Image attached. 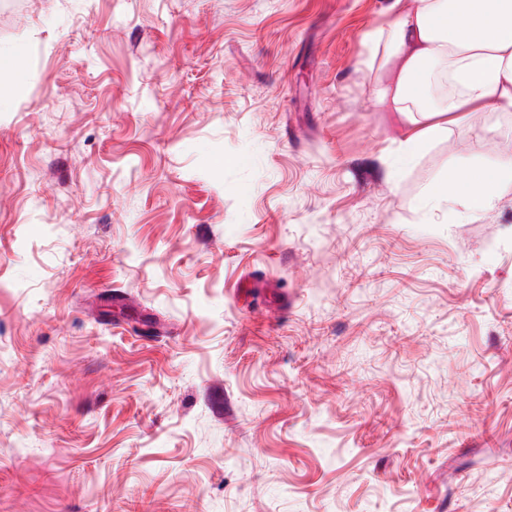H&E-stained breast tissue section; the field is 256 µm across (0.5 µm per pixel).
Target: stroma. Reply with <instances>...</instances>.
<instances>
[{
  "instance_id": "35a3bbf8",
  "label": "stroma",
  "mask_w": 512,
  "mask_h": 512,
  "mask_svg": "<svg viewBox=\"0 0 512 512\" xmlns=\"http://www.w3.org/2000/svg\"><path fill=\"white\" fill-rule=\"evenodd\" d=\"M0 10V512H512V112L391 163L389 0ZM458 173L466 175L459 176ZM511 185L512 163L496 166H474L469 171H451L436 187L429 191L421 204L431 209L463 201L467 206L477 209L492 208L503 196V189Z\"/></svg>"
}]
</instances>
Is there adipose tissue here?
<instances>
[{"instance_id":"ef3b65f1","label":"adipose tissue","mask_w":512,"mask_h":512,"mask_svg":"<svg viewBox=\"0 0 512 512\" xmlns=\"http://www.w3.org/2000/svg\"><path fill=\"white\" fill-rule=\"evenodd\" d=\"M389 19L365 35L376 63L373 101L394 112L415 132L394 159L410 163L424 143L447 136L451 126L479 112L512 109V0H391ZM452 88L433 102L426 94L431 74ZM512 186V163L449 172L422 200L440 209L464 202L492 208Z\"/></svg>"}]
</instances>
